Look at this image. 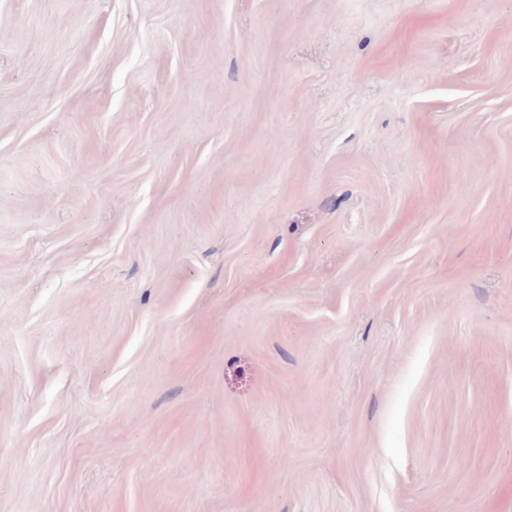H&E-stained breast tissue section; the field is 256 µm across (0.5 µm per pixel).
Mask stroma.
<instances>
[{
	"mask_svg": "<svg viewBox=\"0 0 512 512\" xmlns=\"http://www.w3.org/2000/svg\"><path fill=\"white\" fill-rule=\"evenodd\" d=\"M0 512H512V0H0Z\"/></svg>",
	"mask_w": 512,
	"mask_h": 512,
	"instance_id": "1",
	"label": "stroma"
}]
</instances>
